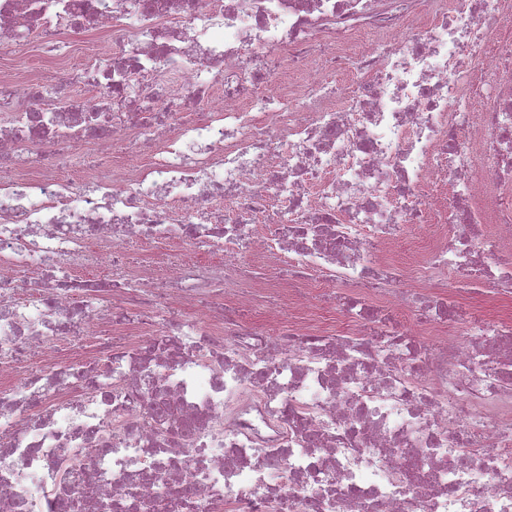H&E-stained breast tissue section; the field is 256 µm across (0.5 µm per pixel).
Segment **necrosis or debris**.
I'll return each mask as SVG.
<instances>
[{
	"mask_svg": "<svg viewBox=\"0 0 512 512\" xmlns=\"http://www.w3.org/2000/svg\"><path fill=\"white\" fill-rule=\"evenodd\" d=\"M64 31L0 78V512H512V317L448 303L512 300V0H0ZM57 40L61 46V57L68 68L76 70L79 64L82 62V57L77 54L69 53L70 46L74 42H81L86 51H90L98 44L104 42L105 35L100 32H89L78 36L58 35Z\"/></svg>",
	"mask_w": 512,
	"mask_h": 512,
	"instance_id": "1",
	"label": "necrosis or debris"
}]
</instances>
